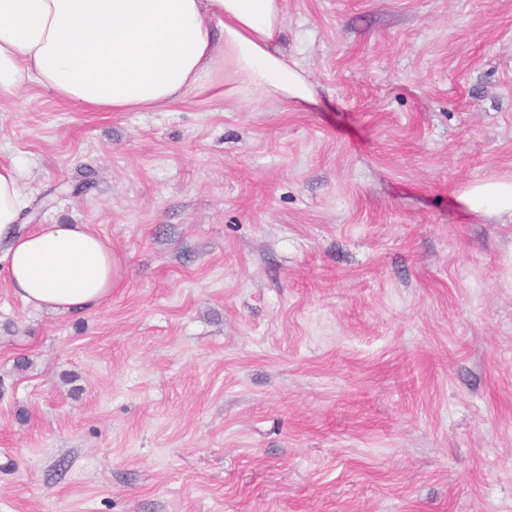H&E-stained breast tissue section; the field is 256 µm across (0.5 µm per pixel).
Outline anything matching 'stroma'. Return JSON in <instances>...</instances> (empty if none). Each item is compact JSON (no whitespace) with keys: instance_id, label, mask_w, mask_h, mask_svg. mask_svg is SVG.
<instances>
[{"instance_id":"stroma-1","label":"stroma","mask_w":512,"mask_h":512,"mask_svg":"<svg viewBox=\"0 0 512 512\" xmlns=\"http://www.w3.org/2000/svg\"><path fill=\"white\" fill-rule=\"evenodd\" d=\"M317 91L0 101L21 221L125 262L86 314L0 261V512H512V0H283ZM459 201L474 213L496 216L508 213L512 218V178H492L471 184Z\"/></svg>"}]
</instances>
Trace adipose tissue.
I'll list each match as a JSON object with an SVG mask.
<instances>
[{
    "instance_id": "1",
    "label": "adipose tissue",
    "mask_w": 512,
    "mask_h": 512,
    "mask_svg": "<svg viewBox=\"0 0 512 512\" xmlns=\"http://www.w3.org/2000/svg\"><path fill=\"white\" fill-rule=\"evenodd\" d=\"M282 31V0H0V100L35 86L84 112H168L195 98L314 102L313 84L278 48ZM459 200L512 215V178L473 183ZM27 206L19 167L0 163L11 291L63 314L111 298L122 257L88 224L18 232Z\"/></svg>"
}]
</instances>
